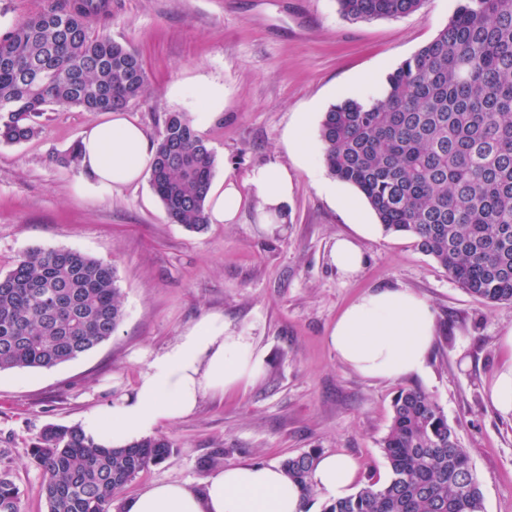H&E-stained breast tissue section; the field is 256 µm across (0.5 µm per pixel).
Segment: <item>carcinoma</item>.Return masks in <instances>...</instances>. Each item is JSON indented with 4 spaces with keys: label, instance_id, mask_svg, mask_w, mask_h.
<instances>
[{
    "label": "carcinoma",
    "instance_id": "carcinoma-1",
    "mask_svg": "<svg viewBox=\"0 0 512 512\" xmlns=\"http://www.w3.org/2000/svg\"><path fill=\"white\" fill-rule=\"evenodd\" d=\"M348 20L397 19L425 0H336ZM110 0H63L0 36V142L38 132L49 104L111 112L139 98L137 52L90 24ZM323 165L362 194L388 233L413 236L465 291L512 303V0H458L448 24L386 77L377 97L345 98L318 127ZM216 168L207 142L181 112L156 142L149 183L169 221L199 232ZM124 315L114 266L64 248L32 249L0 275V371L52 368L112 338ZM389 475L322 512H485L467 450L434 398L401 390L381 441ZM164 436L106 448L82 426L50 425L32 448L47 512H122L139 473L167 460ZM318 452L281 461L314 500ZM20 491L0 476V512Z\"/></svg>",
    "mask_w": 512,
    "mask_h": 512
}]
</instances>
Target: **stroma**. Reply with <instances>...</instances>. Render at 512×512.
<instances>
[{
    "label": "stroma",
    "instance_id": "35a3bbf8",
    "mask_svg": "<svg viewBox=\"0 0 512 512\" xmlns=\"http://www.w3.org/2000/svg\"><path fill=\"white\" fill-rule=\"evenodd\" d=\"M457 0H425L399 19L349 21L336 0H112L106 31L139 51L144 94L127 111L151 137L169 113L202 107L193 86L224 88V106L198 134L216 156L214 179H244L256 165H289L288 222L267 233L254 207L238 223L199 233L169 223L149 183L119 191L88 187L63 158L92 114L52 106L31 140L0 143V274L21 253L66 248L112 263L124 316L112 338L51 369L0 371V473L20 489V512H46L30 449L50 424L79 425L97 406L132 392L152 354L211 313L250 337L259 375L221 396H205L190 417L161 425L174 452L140 473L131 497L157 482L201 486L204 460L280 463L310 449L347 454L356 485L385 479L380 448L400 389L431 394L454 427L477 473L485 512H512V416L487 392L512 363L500 338L512 328V303L469 295L412 236L378 231L359 238L366 262L344 278L328 253L354 222L327 193L318 127L345 98L377 95L387 75L448 22ZM310 114L312 161L296 167L284 145L288 128ZM407 288L437 316L427 371L380 381L343 366L328 343L331 328L359 295Z\"/></svg>",
    "mask_w": 512,
    "mask_h": 512
}]
</instances>
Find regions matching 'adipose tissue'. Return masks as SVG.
<instances>
[{
    "label": "adipose tissue",
    "instance_id": "obj_1",
    "mask_svg": "<svg viewBox=\"0 0 512 512\" xmlns=\"http://www.w3.org/2000/svg\"><path fill=\"white\" fill-rule=\"evenodd\" d=\"M156 145L145 128L126 112H111L90 123L79 141L80 169L97 189L121 190L150 174ZM292 195L287 166H255L244 184L225 179L209 189L208 220L235 223L245 205H253L267 230L284 224ZM355 236L336 237L329 260L345 277L363 267L357 236L373 227L359 224ZM432 305L413 291L381 288L354 300L341 313L328 342L337 359L369 380H399L425 372L436 336ZM261 357L249 337L226 333L221 316L210 315L162 352L151 356L130 394L95 408L85 431L108 447L131 444L154 434L166 422L192 415L201 399L220 395L255 378ZM356 465L348 456L320 455L312 480L330 498L346 497ZM124 512H306L300 488L274 463L225 464L202 487L186 482L157 483L125 500Z\"/></svg>",
    "mask_w": 512,
    "mask_h": 512
}]
</instances>
